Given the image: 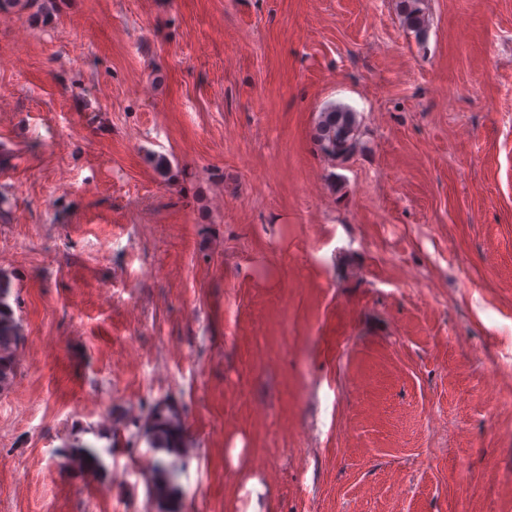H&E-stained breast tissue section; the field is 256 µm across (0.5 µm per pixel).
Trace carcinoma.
I'll use <instances>...</instances> for the list:
<instances>
[{
    "label": "carcinoma",
    "mask_w": 512,
    "mask_h": 512,
    "mask_svg": "<svg viewBox=\"0 0 512 512\" xmlns=\"http://www.w3.org/2000/svg\"><path fill=\"white\" fill-rule=\"evenodd\" d=\"M420 0H401L404 24L417 36L427 32V18L419 7ZM360 121L358 114L341 105H331L319 113L314 140L319 151L332 161L353 154L358 143ZM9 280L0 275V392L12 384L17 371L16 352L20 343V326L9 303ZM145 437L151 448L168 455L176 454L182 446V425L168 405L157 404L149 412ZM67 461L76 463L83 471L97 473L104 468L100 450L88 444L70 446ZM151 494L159 512H180L175 475L161 458L151 468Z\"/></svg>",
    "instance_id": "1"
}]
</instances>
